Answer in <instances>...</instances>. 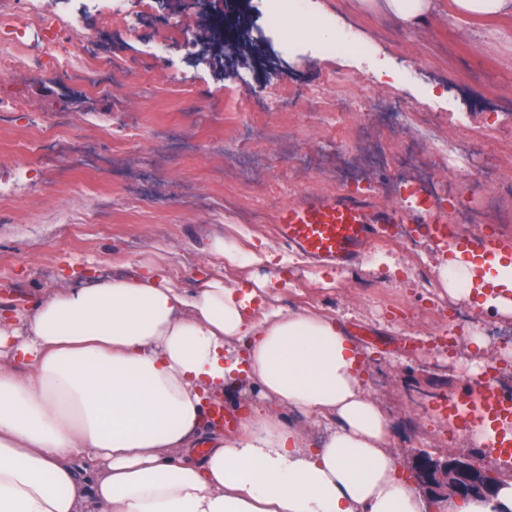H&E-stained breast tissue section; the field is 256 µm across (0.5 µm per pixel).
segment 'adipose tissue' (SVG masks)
Here are the masks:
<instances>
[{"instance_id":"ef3b65f1","label":"adipose tissue","mask_w":512,"mask_h":512,"mask_svg":"<svg viewBox=\"0 0 512 512\" xmlns=\"http://www.w3.org/2000/svg\"><path fill=\"white\" fill-rule=\"evenodd\" d=\"M438 277L472 298L460 256ZM264 292L220 276L187 292L146 263L0 318V512H512L507 475L428 505L347 328ZM252 393L238 432L205 434L207 400Z\"/></svg>"}]
</instances>
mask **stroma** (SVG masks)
I'll use <instances>...</instances> for the list:
<instances>
[{"label": "stroma", "instance_id": "obj_1", "mask_svg": "<svg viewBox=\"0 0 512 512\" xmlns=\"http://www.w3.org/2000/svg\"><path fill=\"white\" fill-rule=\"evenodd\" d=\"M450 5L438 0L425 26L405 29L363 0H314L316 16L338 19L369 46L340 56L285 51L253 11L262 42L234 61L187 52V42L208 36L191 0H169L183 29L160 57L147 53L167 30L157 0L135 31L113 20L100 47L115 66L111 94L84 96L61 125V87L48 81L22 88L25 111L0 115V309H26L47 290L153 259L165 260L176 286L192 288L212 270V237L233 236L263 255L252 271L269 280L268 303L325 312L353 331L365 387L391 422L403 465L418 449L475 450L436 407L482 372L466 344L493 316L443 293L433 244L375 243L340 270L289 249L274 231L277 209L304 194L405 205L420 172L374 158L396 157L428 129L435 139L425 153L453 231L512 243V17L465 20ZM260 93L275 105L256 115L246 105ZM395 99L402 115L388 111ZM48 135L65 147L50 164L39 150ZM477 165L496 182L475 174ZM458 307L468 319L448 347L441 338Z\"/></svg>", "mask_w": 512, "mask_h": 512}]
</instances>
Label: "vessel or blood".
I'll list each match as a JSON object with an SVG mask.
<instances>
[{
	"mask_svg": "<svg viewBox=\"0 0 512 512\" xmlns=\"http://www.w3.org/2000/svg\"><path fill=\"white\" fill-rule=\"evenodd\" d=\"M408 205L384 208L367 199L340 193L308 195L282 206L276 215L278 239L305 255L339 268L351 266L371 242L390 238L395 225H417L440 251L454 236L446 208L423 187L410 186ZM474 267L491 262L512 264V246L495 238L480 239L471 251ZM455 427L481 434L480 444L498 459L512 460V392L474 381L440 406Z\"/></svg>",
	"mask_w": 512,
	"mask_h": 512,
	"instance_id": "obj_1",
	"label": "vessel or blood"
}]
</instances>
